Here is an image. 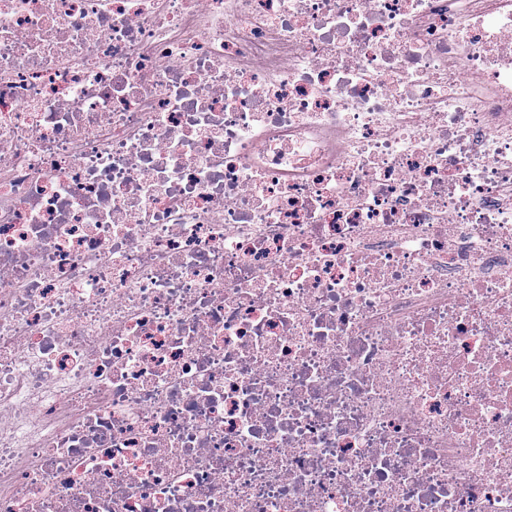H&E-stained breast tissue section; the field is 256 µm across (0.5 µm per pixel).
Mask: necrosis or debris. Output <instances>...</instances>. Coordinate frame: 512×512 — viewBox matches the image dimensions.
Segmentation results:
<instances>
[{
    "instance_id": "4bbe7bcc",
    "label": "necrosis or debris",
    "mask_w": 512,
    "mask_h": 512,
    "mask_svg": "<svg viewBox=\"0 0 512 512\" xmlns=\"http://www.w3.org/2000/svg\"><path fill=\"white\" fill-rule=\"evenodd\" d=\"M0 512H512V0H0Z\"/></svg>"
}]
</instances>
